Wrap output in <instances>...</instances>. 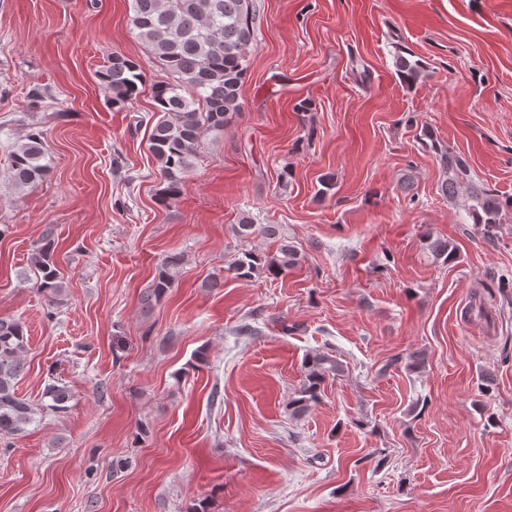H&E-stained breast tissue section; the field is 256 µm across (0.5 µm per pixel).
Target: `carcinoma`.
Returning <instances> with one entry per match:
<instances>
[{
	"mask_svg": "<svg viewBox=\"0 0 512 512\" xmlns=\"http://www.w3.org/2000/svg\"><path fill=\"white\" fill-rule=\"evenodd\" d=\"M131 10L133 30L165 73V79L151 87L157 121L149 145L163 176L158 202L164 204L180 193L206 137L224 131V124L241 112L240 90L254 40L256 6L254 0H132ZM394 66L406 84H414L422 76L421 62L403 48L396 49ZM99 79L112 106L123 108L141 93L145 75L139 64L114 52L99 71ZM422 144L440 159L445 173L443 195L450 200L465 198L473 223L484 225L485 232L492 233L501 223L502 213L512 210V196L503 198L474 183L466 162L432 132H423ZM8 164L11 181L18 189L43 178L50 169V158L42 132L29 133L9 153ZM233 230L240 239L257 231L270 238L279 234L274 224L255 227L249 216L241 217ZM54 243L53 231L48 229L31 253V267L51 306L57 304L63 289L53 259ZM428 248L437 261L449 264L457 258L456 247L446 239L431 237ZM299 263L297 251L282 244L279 255L272 257L242 251L232 270L240 278H251L260 271L276 276ZM176 265L172 257L161 266L153 287L142 296V304L149 306L167 292ZM26 350L22 323L1 317L0 436L26 433L44 410L64 414L69 409V389L55 382L45 386L43 402L38 406L17 394ZM307 365L306 381L291 402L296 415L318 404L326 377L342 370V364L330 355H315Z\"/></svg>",
	"mask_w": 512,
	"mask_h": 512,
	"instance_id": "carcinoma-1",
	"label": "carcinoma"
}]
</instances>
